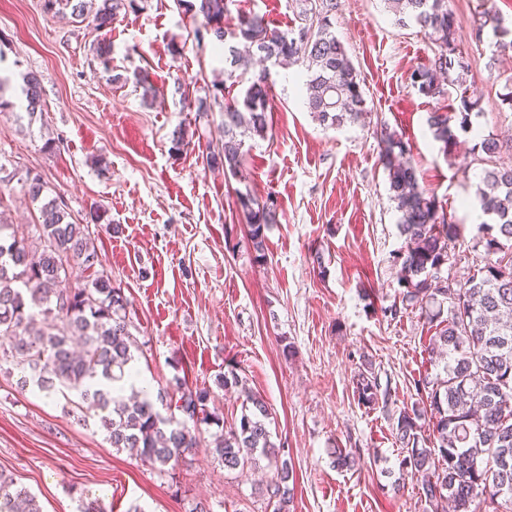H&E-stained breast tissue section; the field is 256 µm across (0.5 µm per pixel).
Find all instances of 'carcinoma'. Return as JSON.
Wrapping results in <instances>:
<instances>
[{"label":"carcinoma","mask_w":512,"mask_h":512,"mask_svg":"<svg viewBox=\"0 0 512 512\" xmlns=\"http://www.w3.org/2000/svg\"><path fill=\"white\" fill-rule=\"evenodd\" d=\"M141 0H44L52 14H70L101 32L111 28L120 11L135 12ZM178 8L199 25L194 39L224 44V81L213 82V99H224V142L207 146L203 161L235 178L245 160V142L267 137L271 129L270 85L264 71L251 69L274 56L306 67V105L319 125L339 128L366 115V100L359 74L344 44L331 31V16L340 0H300L299 24L287 30L270 26L262 14L239 15L226 26L231 0H175ZM389 11L427 31L434 57L417 68L411 80L418 92L439 98L448 87L464 83L465 63L457 56V21L449 0H385ZM492 30L499 52L512 51V26L487 11L476 28L480 37ZM245 85L240 96L234 88ZM29 118L42 110V88L37 74L25 75ZM481 98L461 95V110H437L428 118L433 138L452 155L459 129L472 131L471 115L481 109ZM512 141L497 137L480 142L485 164L476 197L493 223L478 227V243L486 261L477 273L455 288L442 287L441 268L448 263V245L458 239L457 225L439 215L438 201L419 182L410 160L411 148L403 136L380 128L379 161L387 174L392 201L400 213L404 246L393 256L399 266L400 304L383 313L392 318L423 303L448 304L427 313L438 320L432 351L444 360L442 372L417 380L416 390L426 395L429 407L417 403L399 409L396 440L404 453L402 467L421 477L430 512H478L482 504L512 501V166L496 157ZM22 187L39 208L42 222L33 226L0 225V338L8 341L3 355L21 372L20 385L48 395L61 386L78 392L97 411L100 428L116 449L133 448L139 459L162 473L175 470L186 453L198 447L203 427H216L212 455L227 472L260 467L267 461L269 478L260 494L286 512L294 488L288 461L271 440L270 412L265 402L247 396L249 406L231 423L218 411L208 410L212 391L176 379L179 416L164 417L157 400L141 395L135 386L123 399L124 380L131 351L130 301L111 275L97 269L99 255L89 225L71 220L66 206L44 195L45 182L26 171ZM248 234L260 263L266 260V231L280 223L273 198L258 200L250 192L236 191ZM91 272L82 286H66L70 269ZM358 403L371 407L387 403L389 390H380L377 375L368 369L353 378ZM432 431L427 435L426 431ZM0 512H42L36 496L12 477L0 472Z\"/></svg>","instance_id":"carcinoma-1"}]
</instances>
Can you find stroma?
Instances as JSON below:
<instances>
[{"label": "stroma", "mask_w": 512, "mask_h": 512, "mask_svg": "<svg viewBox=\"0 0 512 512\" xmlns=\"http://www.w3.org/2000/svg\"><path fill=\"white\" fill-rule=\"evenodd\" d=\"M483 2L453 0L466 88L482 103L451 156L433 141L427 119L437 109L458 112L461 90L439 99L418 92L411 74L433 58V45L416 24H398L385 0H341L331 17L365 91L364 123L321 127L304 104V67L270 65L272 130L246 143L250 191L261 200L274 195L282 211L260 264L236 210V182L204 166L196 147L224 139L219 104L196 112L224 77V52L194 39L191 17L174 0H145L102 34L47 15L43 0H0L9 102L0 111V223H37L38 206L20 183L28 170L75 220L106 208L119 231L96 229L95 244L131 301L140 372L157 389L183 376L210 387L228 420L240 417L246 394L261 397L292 468L288 512H425L420 479L400 466L392 414L359 405L353 389L354 375L369 367L409 405L417 380L441 370L428 355L435 328L420 309L394 319L382 312L399 296L392 256L404 240L375 132L382 122L403 135L421 184L459 226L443 274L460 280L475 272L484 249L474 237L485 220L474 196L477 145L512 130V109L500 100L512 56H497L492 32L472 35ZM299 10L298 0L230 5L231 15L256 11L281 29ZM101 40L110 47L107 67L96 54ZM31 71L43 91L33 120L23 94ZM140 75L160 90L156 104L143 102ZM179 83L188 100L176 94ZM178 127L188 139L179 148ZM317 254L322 264H314ZM231 369L245 388H220ZM18 377L0 368V471L34 493L43 512H78L94 501L106 512H190L201 499L213 512H274L258 475L226 472L209 446L193 449L175 477L161 475L112 448L87 407L20 389ZM338 446L356 451L359 465L337 468Z\"/></svg>", "instance_id": "stroma-1"}]
</instances>
